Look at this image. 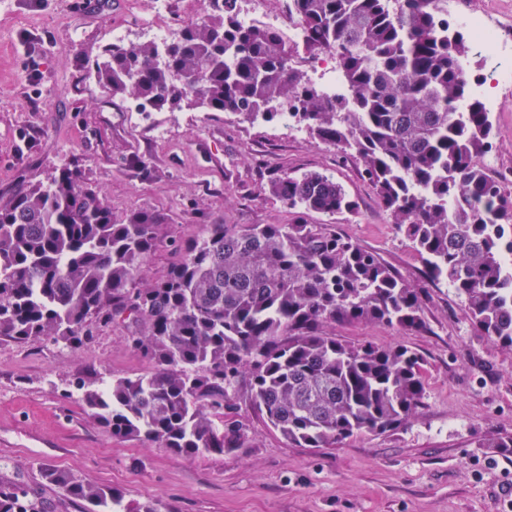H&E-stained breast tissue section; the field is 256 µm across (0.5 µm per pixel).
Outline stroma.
<instances>
[{"label":"stroma","mask_w":512,"mask_h":512,"mask_svg":"<svg viewBox=\"0 0 512 512\" xmlns=\"http://www.w3.org/2000/svg\"><path fill=\"white\" fill-rule=\"evenodd\" d=\"M145 0H0V196L21 175L45 178L67 165L103 190L115 218L139 209L167 214L169 239L146 274L163 278L177 256L171 241L207 225L287 224V205L267 182L283 173L332 177L356 213H308L310 224L339 231L376 253L421 293L422 330L377 323L333 327L354 344L399 345L421 356L426 393L410 422L337 448H300L248 404L227 420L247 431L243 448L186 457L147 440L113 437L82 402L86 390L136 377L151 366L127 343L120 323L80 346L0 340V483L22 484L53 512H83L82 501L43 481L49 468L122 493L128 506L158 512H512V454L482 440L512 434V351L479 336L462 299L431 279L397 233L361 162L310 133L284 135L221 112H153L131 123L128 100L89 83L87 63L113 25L131 23ZM40 79L30 84V63ZM494 112L492 175L512 191V83ZM167 122V138L153 126Z\"/></svg>","instance_id":"1"}]
</instances>
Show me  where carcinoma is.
<instances>
[{"label":"carcinoma","instance_id":"obj_1","mask_svg":"<svg viewBox=\"0 0 512 512\" xmlns=\"http://www.w3.org/2000/svg\"><path fill=\"white\" fill-rule=\"evenodd\" d=\"M430 0H288L310 55L336 56L348 98L329 97L291 63L281 31L238 23V0L179 28L164 50L104 49L91 70L112 96L151 111L193 108L254 123L288 110L317 139L355 154L395 229L428 275L463 299L479 335L512 350V193L479 158L493 148L492 113L470 95L460 63L471 37L439 33ZM270 193L288 224H209L165 278L145 275L167 218L117 220L106 195L66 165L0 201V339L71 345L90 325L123 322L153 370L83 401L112 435L184 455L232 452L245 429L224 420L245 399L283 438L334 448L409 422L425 396L422 358L399 345H354L328 327L425 326L423 299L379 257L309 212L352 213L331 177L288 173ZM46 483L88 512H125L123 496L64 469ZM0 512H50L24 485H0Z\"/></svg>","mask_w":512,"mask_h":512}]
</instances>
